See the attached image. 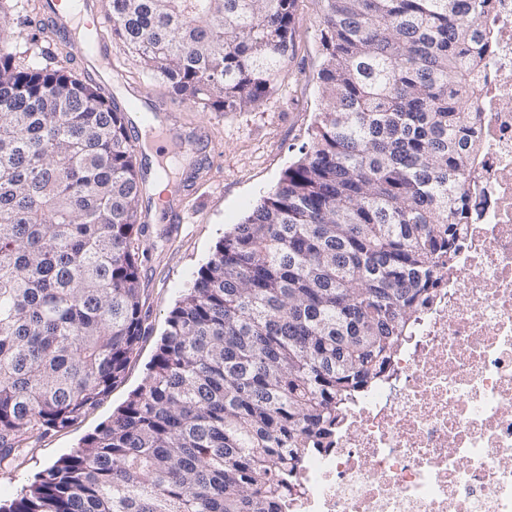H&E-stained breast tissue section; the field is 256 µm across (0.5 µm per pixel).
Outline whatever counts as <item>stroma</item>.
Here are the masks:
<instances>
[{
  "label": "stroma",
  "mask_w": 512,
  "mask_h": 512,
  "mask_svg": "<svg viewBox=\"0 0 512 512\" xmlns=\"http://www.w3.org/2000/svg\"><path fill=\"white\" fill-rule=\"evenodd\" d=\"M295 14L296 35L284 78L261 102L242 112L201 111L192 101L173 95L164 83L147 77L129 49L113 41V101L124 105L136 90L150 100L167 102L178 114L177 132L193 141L174 187L165 191H157L156 179L148 173V158L138 161L146 171L139 209L150 215L139 238L149 332L132 354L122 382L69 428L48 433L17 468L0 470V500L19 497L36 474L111 420L143 383L171 310L191 287L195 272L208 260L216 242L299 159L321 108L314 79L323 59L318 0H297ZM179 193L185 198L183 222L178 233L171 234L164 213Z\"/></svg>",
  "instance_id": "stroma-1"
}]
</instances>
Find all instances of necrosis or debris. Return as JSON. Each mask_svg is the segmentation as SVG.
<instances>
[{"label": "necrosis or debris", "mask_w": 512, "mask_h": 512, "mask_svg": "<svg viewBox=\"0 0 512 512\" xmlns=\"http://www.w3.org/2000/svg\"><path fill=\"white\" fill-rule=\"evenodd\" d=\"M474 72L476 215L384 378L301 471L287 512H512V0H490Z\"/></svg>", "instance_id": "4bbe7bcc"}]
</instances>
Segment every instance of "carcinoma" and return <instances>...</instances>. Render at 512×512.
Here are the masks:
<instances>
[{
  "instance_id": "carcinoma-1",
  "label": "carcinoma",
  "mask_w": 512,
  "mask_h": 512,
  "mask_svg": "<svg viewBox=\"0 0 512 512\" xmlns=\"http://www.w3.org/2000/svg\"><path fill=\"white\" fill-rule=\"evenodd\" d=\"M320 3L302 156L216 243L118 414L0 512H284L434 298L472 221L487 0ZM294 6L106 0L112 38L204 112L281 78ZM38 40L0 45V466L95 405L146 333L123 112Z\"/></svg>"
}]
</instances>
